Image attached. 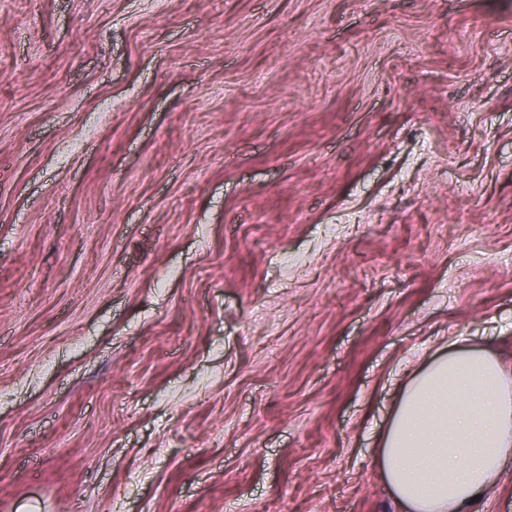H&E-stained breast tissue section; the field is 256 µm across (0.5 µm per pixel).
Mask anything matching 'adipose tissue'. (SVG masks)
<instances>
[{"instance_id": "adipose-tissue-1", "label": "adipose tissue", "mask_w": 512, "mask_h": 512, "mask_svg": "<svg viewBox=\"0 0 512 512\" xmlns=\"http://www.w3.org/2000/svg\"><path fill=\"white\" fill-rule=\"evenodd\" d=\"M512 455V372L449 342L406 382L379 465L402 512H465Z\"/></svg>"}]
</instances>
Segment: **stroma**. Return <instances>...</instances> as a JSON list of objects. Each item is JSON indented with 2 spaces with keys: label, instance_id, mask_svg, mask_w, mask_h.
<instances>
[{
  "label": "stroma",
  "instance_id": "1",
  "mask_svg": "<svg viewBox=\"0 0 512 512\" xmlns=\"http://www.w3.org/2000/svg\"><path fill=\"white\" fill-rule=\"evenodd\" d=\"M459 336L512 370V0H0V512H400Z\"/></svg>",
  "mask_w": 512,
  "mask_h": 512
}]
</instances>
